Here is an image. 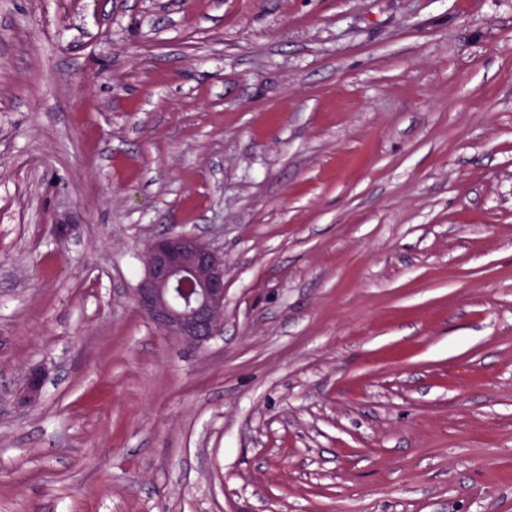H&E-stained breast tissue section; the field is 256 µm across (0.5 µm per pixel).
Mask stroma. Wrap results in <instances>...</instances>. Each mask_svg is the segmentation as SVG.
Instances as JSON below:
<instances>
[{"mask_svg":"<svg viewBox=\"0 0 512 512\" xmlns=\"http://www.w3.org/2000/svg\"><path fill=\"white\" fill-rule=\"evenodd\" d=\"M0 512H512V0H0ZM224 254L198 236L166 233L144 246L132 300L164 335L203 348L224 333ZM46 381V373L40 366H33L27 372L18 400L23 404L36 402L42 393Z\"/></svg>","mask_w":512,"mask_h":512,"instance_id":"obj_1","label":"stroma"}]
</instances>
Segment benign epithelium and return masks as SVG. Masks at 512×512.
Here are the masks:
<instances>
[{
    "mask_svg": "<svg viewBox=\"0 0 512 512\" xmlns=\"http://www.w3.org/2000/svg\"><path fill=\"white\" fill-rule=\"evenodd\" d=\"M79 225L60 220L50 225L51 236L65 242ZM224 254L198 236L166 233L144 246L143 270L132 300L151 324L164 335L203 348L224 333ZM46 381L45 371L27 372L18 400L36 402Z\"/></svg>",
    "mask_w": 512,
    "mask_h": 512,
    "instance_id": "7a95c632",
    "label": "benign epithelium"
}]
</instances>
